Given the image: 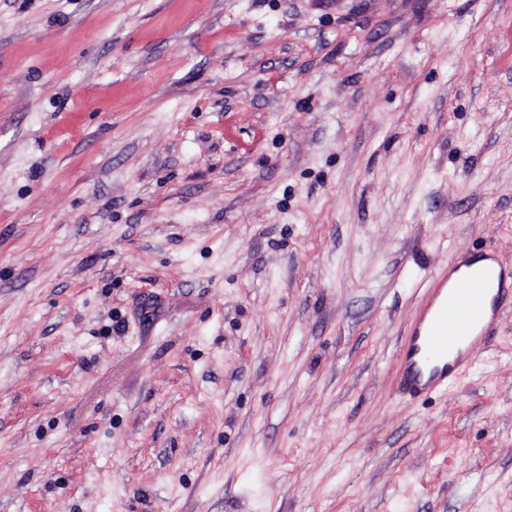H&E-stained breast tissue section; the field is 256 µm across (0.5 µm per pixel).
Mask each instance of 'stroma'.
Returning a JSON list of instances; mask_svg holds the SVG:
<instances>
[{
  "mask_svg": "<svg viewBox=\"0 0 512 512\" xmlns=\"http://www.w3.org/2000/svg\"><path fill=\"white\" fill-rule=\"evenodd\" d=\"M512 0H0V512H512ZM468 259L448 265V276L438 277L440 287L417 316L401 351L403 381L415 393L437 392L462 375L468 359L459 355L454 361L456 355L448 354L464 341L476 345L485 339L498 316L499 299L512 288L497 256L487 254L483 259L494 263L475 269L477 260ZM424 365L430 366L426 381Z\"/></svg>",
  "mask_w": 512,
  "mask_h": 512,
  "instance_id": "35a3bbf8",
  "label": "stroma"
}]
</instances>
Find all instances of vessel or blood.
Segmentation results:
<instances>
[{"instance_id":"obj_1","label":"vessel or blood","mask_w":512,"mask_h":512,"mask_svg":"<svg viewBox=\"0 0 512 512\" xmlns=\"http://www.w3.org/2000/svg\"><path fill=\"white\" fill-rule=\"evenodd\" d=\"M427 307L417 316L401 352L406 387L416 393L437 392L465 371L468 360L448 355L462 342L480 343L489 334L500 306L512 291L501 262L475 266L461 259L440 276Z\"/></svg>"}]
</instances>
